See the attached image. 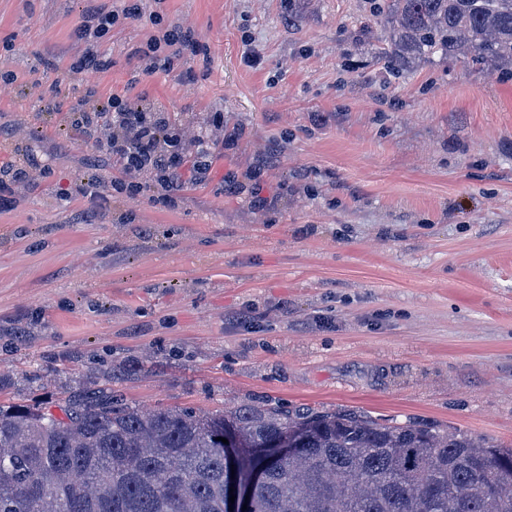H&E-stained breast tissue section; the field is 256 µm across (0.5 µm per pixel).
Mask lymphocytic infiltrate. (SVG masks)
<instances>
[{
	"mask_svg": "<svg viewBox=\"0 0 512 512\" xmlns=\"http://www.w3.org/2000/svg\"><path fill=\"white\" fill-rule=\"evenodd\" d=\"M140 10L138 0H131L119 10L87 7L77 30L85 48L72 62V70L89 76L101 69L104 65L100 52L102 38L112 26L136 17ZM202 51L203 47L191 28L170 24L161 36L136 47L134 53L144 61L145 73L152 74L173 69L178 55L186 53L195 57ZM94 95V89H87L85 97L72 105L71 112L75 125L102 139L108 152L119 163L121 176L113 180V190L129 197L138 196L142 190L140 179L148 173L155 177L158 202L175 205L184 151L191 146L200 151L206 150L208 133L189 137L185 132L172 131L165 113L160 110L135 106L119 97L94 105L90 102Z\"/></svg>",
	"mask_w": 512,
	"mask_h": 512,
	"instance_id": "lymphocytic-infiltrate-1",
	"label": "lymphocytic infiltrate"
}]
</instances>
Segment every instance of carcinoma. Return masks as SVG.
Here are the masks:
<instances>
[{"instance_id": "obj_1", "label": "carcinoma", "mask_w": 512, "mask_h": 512, "mask_svg": "<svg viewBox=\"0 0 512 512\" xmlns=\"http://www.w3.org/2000/svg\"><path fill=\"white\" fill-rule=\"evenodd\" d=\"M372 8L393 72L435 55L512 66V0ZM229 435L250 512H512V448L486 438L351 410L148 409L109 383L0 403V512H226Z\"/></svg>"}]
</instances>
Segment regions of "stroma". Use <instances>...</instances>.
<instances>
[{
	"instance_id": "obj_1",
	"label": "stroma",
	"mask_w": 512,
	"mask_h": 512,
	"mask_svg": "<svg viewBox=\"0 0 512 512\" xmlns=\"http://www.w3.org/2000/svg\"><path fill=\"white\" fill-rule=\"evenodd\" d=\"M84 7L0 0V167L43 171L0 207V402L109 370L138 406L272 400L512 446V78L390 73L368 0H142L103 39L97 99L236 135L170 208L113 191L71 122ZM155 11L206 57L137 75Z\"/></svg>"
}]
</instances>
